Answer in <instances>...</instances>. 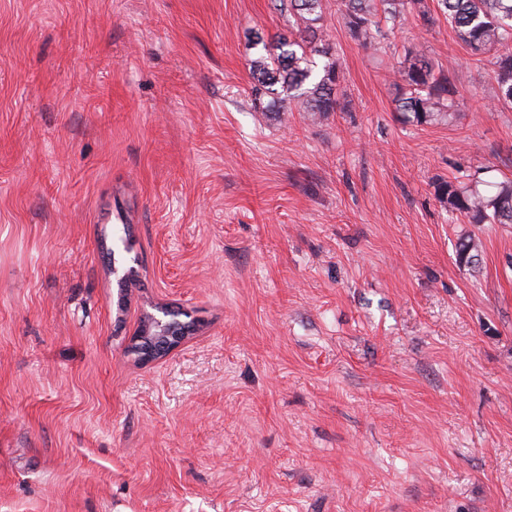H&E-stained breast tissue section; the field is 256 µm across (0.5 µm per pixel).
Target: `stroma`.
Listing matches in <instances>:
<instances>
[{
  "label": "stroma",
  "mask_w": 512,
  "mask_h": 512,
  "mask_svg": "<svg viewBox=\"0 0 512 512\" xmlns=\"http://www.w3.org/2000/svg\"><path fill=\"white\" fill-rule=\"evenodd\" d=\"M322 7L314 122L250 75L274 0H0V512H512V224L435 194L512 179L494 59ZM408 48L456 121L401 120ZM160 307L198 330L139 364ZM480 243L472 236L461 238L456 247V261L469 268L475 267L480 256Z\"/></svg>",
  "instance_id": "stroma-1"
}]
</instances>
